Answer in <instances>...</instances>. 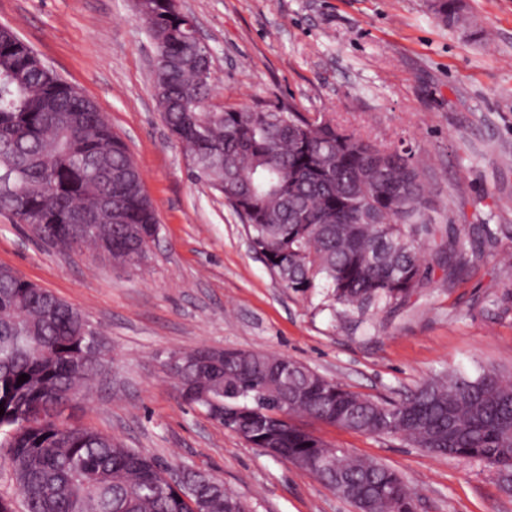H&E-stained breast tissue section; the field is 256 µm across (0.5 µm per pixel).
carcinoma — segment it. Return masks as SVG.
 I'll return each mask as SVG.
<instances>
[{
    "instance_id": "obj_1",
    "label": "carcinoma",
    "mask_w": 512,
    "mask_h": 512,
    "mask_svg": "<svg viewBox=\"0 0 512 512\" xmlns=\"http://www.w3.org/2000/svg\"><path fill=\"white\" fill-rule=\"evenodd\" d=\"M429 10L450 30L484 38L462 0H434ZM163 65L154 92L169 130L186 147L199 179L224 193L248 228L254 249L286 287L315 288L341 307H400L439 269L452 287L495 237L469 224L426 257L436 236L425 169L407 150L355 134L342 146L336 124L292 106L242 109L210 104L215 94L207 48L196 25L169 0H148L142 15ZM0 214L25 224L59 249L88 244L116 262L141 263L148 228L157 223L142 172L127 144L95 104L51 69L10 28L0 32ZM112 199L111 240L96 232L75 241L73 217ZM82 312L11 268L0 267V453L25 512H249L206 471L187 470L170 484L160 461L121 441L60 419L59 407L88 392L105 349L86 353ZM283 355L230 350L219 364H192L177 397L207 410L205 396L243 419L234 423L256 447L268 445L326 484L341 482L354 507L414 512L402 477L390 467L330 447L297 422L398 436L417 448L480 462L497 476L512 471V381L493 369L477 377L440 376L398 399L350 390ZM27 381L18 382L20 375ZM303 399L290 421L271 416L284 389ZM336 462V472L321 458Z\"/></svg>"
}]
</instances>
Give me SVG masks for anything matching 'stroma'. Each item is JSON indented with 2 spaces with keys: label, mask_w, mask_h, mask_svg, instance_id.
I'll return each mask as SVG.
<instances>
[{
  "label": "stroma",
  "mask_w": 512,
  "mask_h": 512,
  "mask_svg": "<svg viewBox=\"0 0 512 512\" xmlns=\"http://www.w3.org/2000/svg\"><path fill=\"white\" fill-rule=\"evenodd\" d=\"M490 34L473 43L426 0H180L212 53L216 106L292 104L373 141L412 149L438 224L489 225L496 248L448 286L358 313L326 289L296 293L266 266L224 195L192 174L153 92L155 48L134 0H0L12 28L106 115L143 173L159 232L140 264L82 248L62 254L0 215V265L80 309L108 357L72 422L168 464L208 471L251 512H355L314 476L250 447L179 404L170 353L210 346L276 352L350 389L396 397L448 372L512 378V0H465ZM379 461L416 512H512L485 464L435 456L388 435L319 426Z\"/></svg>",
  "instance_id": "stroma-1"
}]
</instances>
